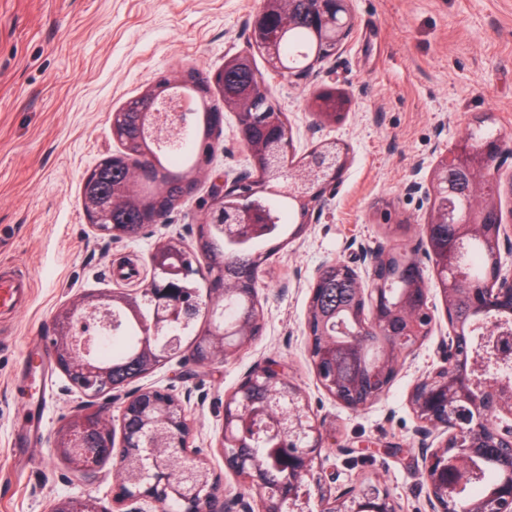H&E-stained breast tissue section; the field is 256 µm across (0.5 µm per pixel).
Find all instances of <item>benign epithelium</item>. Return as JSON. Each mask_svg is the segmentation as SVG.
<instances>
[{
  "label": "benign epithelium",
  "mask_w": 512,
  "mask_h": 512,
  "mask_svg": "<svg viewBox=\"0 0 512 512\" xmlns=\"http://www.w3.org/2000/svg\"><path fill=\"white\" fill-rule=\"evenodd\" d=\"M284 0H260L251 27V47L262 53L273 69L280 68L278 45L269 34V24ZM314 26L318 41L333 55L342 47L355 27L349 0H316ZM223 82V71L213 76L185 73L180 84H193L201 98L210 97L211 85ZM173 83L159 80L149 88L154 109L140 113V122L147 137L159 142L174 138L183 130L187 117L172 96ZM268 97L265 85L248 98L232 103L219 100L207 107L208 133L198 143L197 154L202 166H207L214 150V138L221 129L224 112L247 116L257 112ZM266 135L257 149L250 143L243 127H238L239 142L252 160L253 169L238 173L231 179L215 177L211 202L204 223L221 224L224 236L234 237L249 224H263L266 214L261 209L245 207L239 200L254 194L282 195L312 210L320 205L326 193L334 188L347 165L345 148L331 141L319 145L320 158L311 167L285 165L283 154L291 142L284 114L267 112ZM494 156L493 146L476 144L463 137L450 155L438 160L430 173L426 191L431 197L424 233L431 243V229L436 224H449L454 236L445 239L444 258L435 265V276L443 297L448 320V342L441 364L413 386L409 403L419 422L423 460V479L428 488L432 512H512V336L497 338L490 359L484 361L483 374H474V366L466 365L460 347L468 336L450 306L460 291L464 292L471 316L483 322H493L496 315L512 313V270L505 269L500 244L508 240L506 225L502 224L498 202L490 201L478 208L465 206L453 214L443 207L448 198V167L465 172H479L484 161ZM162 170L156 156L138 151V162L128 171L126 180L109 188L105 199L86 195L85 206L93 227L99 234L111 238L118 233L116 226L105 223L112 210V201L118 197L133 200L142 212V224L148 228L165 222L170 209L165 204L164 191L143 196L146 183H160ZM478 224L493 230L495 262L489 272V283L467 282L459 290L455 285L466 282L463 268L457 263L460 241ZM188 250L177 238L161 240L152 254V265L164 275V281L146 283L141 295L153 302L151 317L140 319L142 342L147 345L181 316L199 311L207 316L209 328L195 338L192 361L206 367L217 359V353L226 356L255 339L262 330V307L258 299L257 272L252 267L240 277L235 292L246 300L249 331L242 337L238 328L224 325V289L218 287L219 273L204 270L208 281L207 302H196L189 307L183 300V283L189 275ZM400 258L395 252L367 250L360 261L370 269V280L392 277L388 262ZM363 314L355 328L343 336H329L323 322L307 317L305 327L309 339V354L316 375L323 388L345 407L361 409L383 396L396 375L398 361L432 332L434 316L429 306V289L413 288L394 296L370 283L363 289ZM119 299L127 308L138 309L137 298L126 291H114L108 296L95 293L82 295L77 302L61 308L53 319L51 349L55 367L83 397L69 422L56 434L53 448L66 459L79 456L75 469L78 479L92 482L101 464L113 461L119 476V496L116 502L125 506L123 512H143L138 504L149 499L161 505L173 499L183 505V512H281V504L303 500L310 491L317 492L323 512H395L390 496L376 487L365 486L357 493L341 492L333 501L324 499L321 479V450L323 436L320 425L312 417L308 402L301 390L280 370L269 365L256 367L224 399V425L220 446L232 471L251 474L244 487L259 501L254 510L247 493L230 497L224 494L221 481L213 476L205 462L188 455L200 470L201 478L194 492L187 495L179 470L163 460L146 454L158 436L157 428L166 424L167 447L187 450L190 423L182 401L165 389L116 388L112 383V365L101 362L91 349L94 331L89 316L112 309V298ZM361 360L354 384L343 387L337 381L336 356H328L327 349ZM370 350L377 357L369 362L363 356ZM256 386L267 389L265 407L288 404L285 412H278L276 432L288 431V441L280 442L286 449L287 466L270 470L251 450L249 427L260 411L250 400V391ZM120 401V431H115L107 415L106 404ZM503 448L497 453L499 478L481 500L462 506L463 476L476 471L473 458L490 448ZM51 512H102L99 502L91 497L70 498L54 504Z\"/></svg>",
  "instance_id": "obj_1"
}]
</instances>
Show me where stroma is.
<instances>
[{
    "mask_svg": "<svg viewBox=\"0 0 512 512\" xmlns=\"http://www.w3.org/2000/svg\"><path fill=\"white\" fill-rule=\"evenodd\" d=\"M258 0H0V267L30 277L22 306L0 307V512H50L91 495L117 512L112 463L93 483L75 480L52 443L81 402L51 370L43 437L14 442L27 422L31 384L22 366L51 361L44 338L62 307L82 294L137 289L152 275L150 255L168 236L194 245L218 174L249 170L234 113L224 115L206 174L166 223L111 240L89 223L79 201L85 176L119 149L111 116L162 78L213 73L248 49ZM355 27L343 48L305 80L255 63L273 104L288 118L293 159L325 140L341 143L348 165L299 235L269 245L259 269L263 329L252 343L211 367L181 354L138 379L179 397L193 423L191 449L226 490L240 481L219 445L224 398L257 366L282 364L320 424L322 470L332 493L374 484L396 512H431L422 477L417 421L409 404L416 381L439 366L448 323L431 261L422 260L434 315L431 336L407 357L387 393L351 410L320 385L305 331L317 269L359 266L362 249L421 250L430 201L411 183H428L474 119L502 135L498 180H512V0H351ZM344 91L351 106L337 124L316 122L311 92Z\"/></svg>",
    "mask_w": 512,
    "mask_h": 512,
    "instance_id": "35a3bbf8",
    "label": "stroma"
}]
</instances>
